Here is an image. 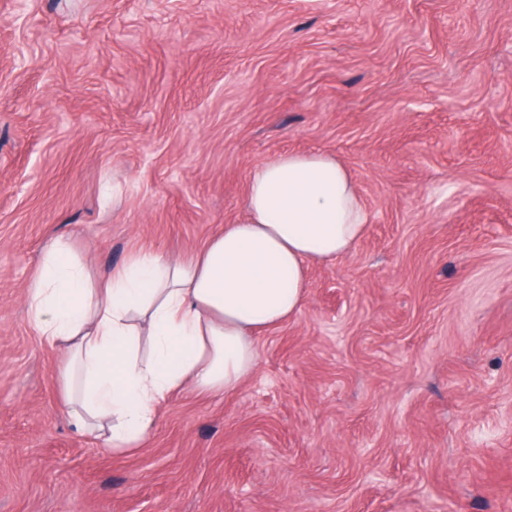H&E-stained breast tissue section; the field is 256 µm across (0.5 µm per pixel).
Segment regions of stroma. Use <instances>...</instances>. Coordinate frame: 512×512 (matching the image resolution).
Returning a JSON list of instances; mask_svg holds the SVG:
<instances>
[{
	"mask_svg": "<svg viewBox=\"0 0 512 512\" xmlns=\"http://www.w3.org/2000/svg\"><path fill=\"white\" fill-rule=\"evenodd\" d=\"M293 151L351 171L354 251L235 394L78 433L44 248L188 255ZM0 512H512V0H0Z\"/></svg>",
	"mask_w": 512,
	"mask_h": 512,
	"instance_id": "stroma-1",
	"label": "stroma"
}]
</instances>
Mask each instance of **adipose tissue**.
<instances>
[{"label": "adipose tissue", "instance_id": "1", "mask_svg": "<svg viewBox=\"0 0 512 512\" xmlns=\"http://www.w3.org/2000/svg\"><path fill=\"white\" fill-rule=\"evenodd\" d=\"M366 230L335 156L288 152L254 171L244 215L189 256L139 251L95 276L68 242L52 241L25 302L42 344L60 354L76 426L125 454L145 445L172 395L235 393L257 367L256 334L301 309L309 268L351 253Z\"/></svg>", "mask_w": 512, "mask_h": 512}]
</instances>
